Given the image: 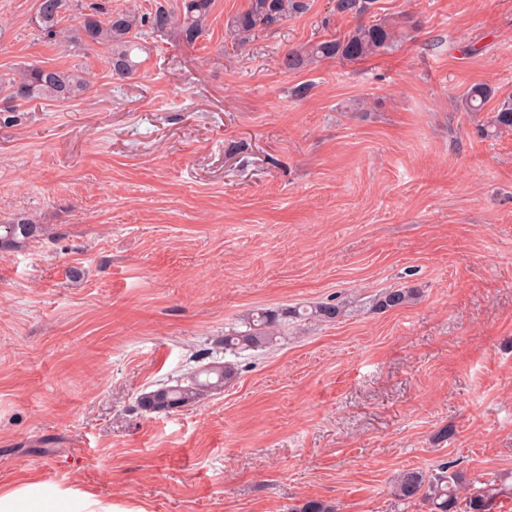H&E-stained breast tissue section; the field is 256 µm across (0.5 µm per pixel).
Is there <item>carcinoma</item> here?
Segmentation results:
<instances>
[{"label": "carcinoma", "instance_id": "cac0c4a2", "mask_svg": "<svg viewBox=\"0 0 512 512\" xmlns=\"http://www.w3.org/2000/svg\"><path fill=\"white\" fill-rule=\"evenodd\" d=\"M214 0H157L154 8L145 13L135 7L117 13H104L98 6L83 12L79 0H39L34 24L38 31L53 42H59L73 51L104 46L110 53L109 63L118 75L136 71L140 62L135 51H143L147 32H174L182 42L192 45L202 35ZM306 0H249L246 10L231 17L226 24L232 40L242 45L251 33L269 28L304 12ZM395 26L385 20L360 25L340 39L324 41L305 52H290L282 59L289 70L309 63L338 57L357 60L382 53L397 41ZM88 81L78 69H54L30 65L17 70L12 76H0V101L4 111L14 112L23 102L34 99L69 100L86 91ZM493 96L485 84H474L465 93L463 107L466 112H480ZM512 132V99L502 100L494 115L476 129L480 138H493ZM38 230L37 225L18 220L0 224V248L18 247ZM418 295L415 288H397L381 293L374 308L385 312L410 303ZM344 313L343 307L322 303L303 310L287 309L281 313L257 310L249 313L240 324L224 333V350L238 354L247 350L270 348L277 343L282 320L293 318L303 321L314 319L331 322ZM237 375L236 364L212 362L197 371L186 373L176 384H163L139 399V406L150 412H168L202 400L210 392L229 384ZM392 493L401 503L417 499L427 503L429 512H492L502 497H512V473L502 474L471 487L463 482L460 472L446 464L440 472L425 475L415 469L402 470L394 476ZM291 512H335L323 500L303 499L293 505Z\"/></svg>", "mask_w": 512, "mask_h": 512}]
</instances>
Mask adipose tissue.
Segmentation results:
<instances>
[{"instance_id": "1", "label": "adipose tissue", "mask_w": 512, "mask_h": 512, "mask_svg": "<svg viewBox=\"0 0 512 512\" xmlns=\"http://www.w3.org/2000/svg\"><path fill=\"white\" fill-rule=\"evenodd\" d=\"M0 512H117L110 501L79 489H58L29 477L0 490Z\"/></svg>"}]
</instances>
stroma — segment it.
Masks as SVG:
<instances>
[{"label":"stroma","instance_id":"35a3bbf8","mask_svg":"<svg viewBox=\"0 0 512 512\" xmlns=\"http://www.w3.org/2000/svg\"><path fill=\"white\" fill-rule=\"evenodd\" d=\"M232 41L249 0H214L194 45L148 37L132 75L106 48L45 41L37 0H0V74L88 73L68 101L0 112V489L25 476L122 512H428L393 477L512 472V134L475 127L512 95V0H307ZM377 19L393 49L285 69ZM494 89L464 111L467 89ZM304 95H297L300 86ZM404 287L417 300L379 313ZM345 301L235 355L223 389L171 412L139 398L256 309ZM448 439H441L442 430ZM38 227L28 220L0 224V248L18 247L36 233ZM417 295L416 288H397L385 291L375 299L374 308L385 312L410 303Z\"/></svg>","mask_w":512,"mask_h":512}]
</instances>
